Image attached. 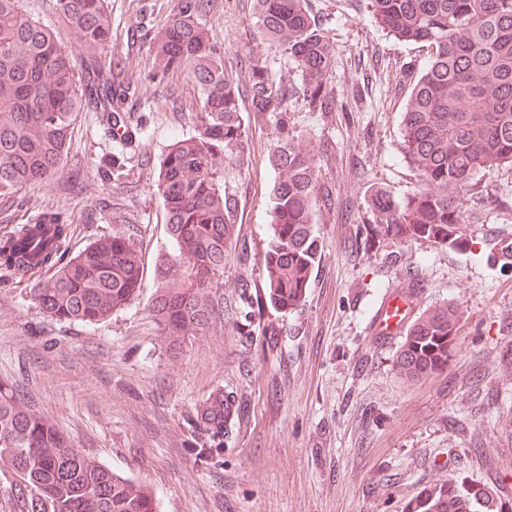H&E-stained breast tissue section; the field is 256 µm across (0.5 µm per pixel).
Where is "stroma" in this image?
Segmentation results:
<instances>
[{"instance_id":"1","label":"stroma","mask_w":512,"mask_h":512,"mask_svg":"<svg viewBox=\"0 0 512 512\" xmlns=\"http://www.w3.org/2000/svg\"><path fill=\"white\" fill-rule=\"evenodd\" d=\"M366 2L308 0L336 45L327 79L335 107L289 102V124L320 176L321 258L299 307L284 313L267 301L276 118L245 99L250 153L224 166L236 208L223 309L175 359L149 313L168 244L160 164L199 123L192 84L148 77L153 38L180 0H107L112 58L138 87L116 115L130 137H115L101 113H80L62 173L0 210V237L51 210L72 223L69 254L114 233L139 251L138 296L96 325L52 318L34 303L46 271L0 272V380L25 391L73 448L153 491L159 512H403L423 490L451 482L478 483L512 508V266L493 257L497 238L512 239V165L474 175L461 204L465 250L393 237L365 243L374 190L400 200L420 185L401 150V121L428 64L425 47L377 30ZM21 5L81 56L56 0ZM201 21L236 80L260 67L301 87L294 61L263 40L252 0H211ZM413 278L417 311L455 302L462 315L447 368L414 382L397 368L401 337L379 343L367 332L377 300ZM218 388L224 444L207 457L192 418Z\"/></svg>"}]
</instances>
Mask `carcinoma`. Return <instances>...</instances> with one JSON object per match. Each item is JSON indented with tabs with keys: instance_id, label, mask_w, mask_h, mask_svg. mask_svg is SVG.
I'll use <instances>...</instances> for the list:
<instances>
[{
	"instance_id": "1",
	"label": "carcinoma",
	"mask_w": 512,
	"mask_h": 512,
	"mask_svg": "<svg viewBox=\"0 0 512 512\" xmlns=\"http://www.w3.org/2000/svg\"><path fill=\"white\" fill-rule=\"evenodd\" d=\"M265 40L282 49L304 75V100L329 105L326 79L336 46L308 11L307 0H254ZM62 20L83 46L82 72L52 34L26 14L20 0H0V204L12 206L25 188L63 168L79 113H102L129 95L132 79L112 64V17L106 0H56ZM376 26L396 39L431 48L428 67L413 84L403 112V150L422 186L401 202L377 191L375 231L404 241L429 240L462 248L467 234L459 201L474 173L512 164V0H368ZM209 0H182L153 43L148 76L179 73L200 103L199 129L165 155L156 190L172 248L159 259L151 316L168 349L204 334L224 287V255L232 240L236 199L224 190V161L240 162L250 143L239 101L278 117L268 156L279 179L270 195V238L264 280L271 305L294 308L310 287L319 255L313 224L319 193L311 151L288 130L293 88L262 69L249 84L224 72L210 29L199 22ZM71 224L48 211L0 239V269L25 277L51 276L32 300L59 320L98 323L132 301L141 288V260L120 234L100 238L63 261ZM460 321L454 303L423 311L398 355L402 375L421 379L448 366ZM195 429L220 446L224 392L196 407ZM15 475L25 512H158L155 496L71 448L29 398L0 385V471ZM409 512H505L477 484L427 490Z\"/></svg>"
}]
</instances>
